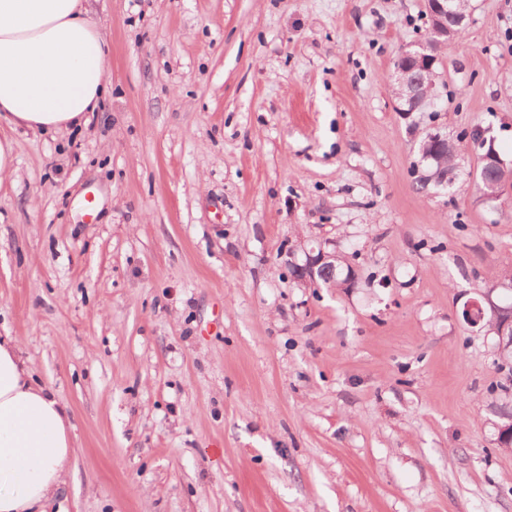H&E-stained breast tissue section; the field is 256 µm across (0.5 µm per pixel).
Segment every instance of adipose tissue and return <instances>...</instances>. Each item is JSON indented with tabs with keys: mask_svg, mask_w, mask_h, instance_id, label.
<instances>
[{
	"mask_svg": "<svg viewBox=\"0 0 512 512\" xmlns=\"http://www.w3.org/2000/svg\"><path fill=\"white\" fill-rule=\"evenodd\" d=\"M109 49L82 0H0V118L43 132L82 124L110 81ZM0 340V512H35L74 451L66 405Z\"/></svg>",
	"mask_w": 512,
	"mask_h": 512,
	"instance_id": "adipose-tissue-1",
	"label": "adipose tissue"
}]
</instances>
